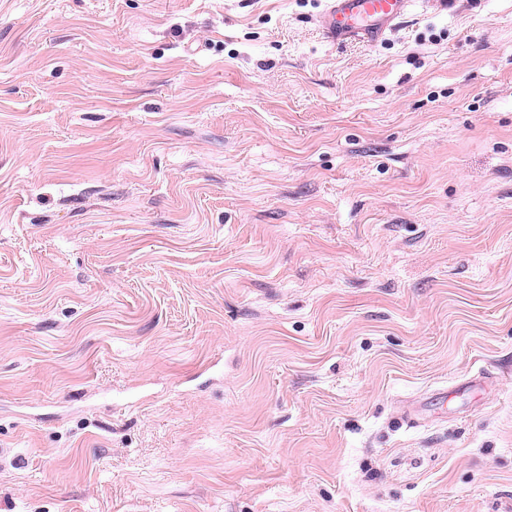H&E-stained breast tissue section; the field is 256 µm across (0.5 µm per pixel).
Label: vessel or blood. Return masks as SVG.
<instances>
[{
  "instance_id": "b4317fda",
  "label": "vessel or blood",
  "mask_w": 512,
  "mask_h": 512,
  "mask_svg": "<svg viewBox=\"0 0 512 512\" xmlns=\"http://www.w3.org/2000/svg\"><path fill=\"white\" fill-rule=\"evenodd\" d=\"M411 5L412 0H325L319 24L324 37L334 44L374 42L404 19Z\"/></svg>"
}]
</instances>
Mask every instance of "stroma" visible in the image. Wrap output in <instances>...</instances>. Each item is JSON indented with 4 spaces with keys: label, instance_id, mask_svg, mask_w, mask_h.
<instances>
[{
    "label": "stroma",
    "instance_id": "1",
    "mask_svg": "<svg viewBox=\"0 0 512 512\" xmlns=\"http://www.w3.org/2000/svg\"><path fill=\"white\" fill-rule=\"evenodd\" d=\"M323 6L0 0V512H512V0ZM412 0H325L319 24L327 41L366 43L381 39L409 13Z\"/></svg>",
    "mask_w": 512,
    "mask_h": 512
}]
</instances>
